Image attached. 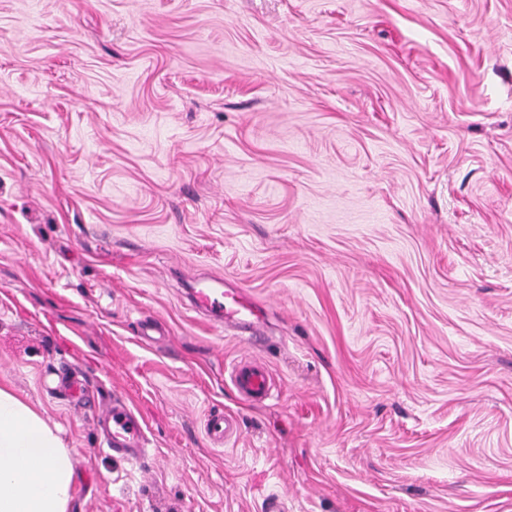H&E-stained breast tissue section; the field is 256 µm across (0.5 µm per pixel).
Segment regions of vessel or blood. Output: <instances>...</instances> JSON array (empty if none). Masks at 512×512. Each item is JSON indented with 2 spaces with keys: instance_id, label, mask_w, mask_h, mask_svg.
Here are the masks:
<instances>
[{
  "instance_id": "b4317fda",
  "label": "vessel or blood",
  "mask_w": 512,
  "mask_h": 512,
  "mask_svg": "<svg viewBox=\"0 0 512 512\" xmlns=\"http://www.w3.org/2000/svg\"><path fill=\"white\" fill-rule=\"evenodd\" d=\"M192 301L215 325L231 324L248 333L255 326V310L242 292H227L220 287L198 288L192 293ZM232 381L239 394L246 399H266L273 391L269 369L258 360L237 364L232 372ZM100 417L108 426L105 439L107 448L127 460L145 458L144 425L122 395H113L111 405L102 410ZM237 429L235 418L228 414L214 413L207 420V433L216 442H227Z\"/></svg>"
}]
</instances>
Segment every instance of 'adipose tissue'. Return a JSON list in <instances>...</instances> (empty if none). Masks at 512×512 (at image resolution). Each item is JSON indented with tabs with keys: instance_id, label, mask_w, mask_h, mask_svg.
I'll list each match as a JSON object with an SVG mask.
<instances>
[{
	"instance_id": "ef3b65f1",
	"label": "adipose tissue",
	"mask_w": 512,
	"mask_h": 512,
	"mask_svg": "<svg viewBox=\"0 0 512 512\" xmlns=\"http://www.w3.org/2000/svg\"><path fill=\"white\" fill-rule=\"evenodd\" d=\"M69 453L27 404L0 389V512H68Z\"/></svg>"
}]
</instances>
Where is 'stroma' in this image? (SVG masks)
<instances>
[{
  "mask_svg": "<svg viewBox=\"0 0 512 512\" xmlns=\"http://www.w3.org/2000/svg\"><path fill=\"white\" fill-rule=\"evenodd\" d=\"M0 387L68 512H512V0H0ZM226 299H228L226 304ZM194 305L206 313L210 320L220 327L225 324L238 326L253 338L256 316L251 301L240 291H224L223 288H198L192 293ZM232 381L239 394L246 399H266L274 389L270 372L258 360L241 361L232 372ZM100 419L108 425L105 445L112 453L131 461L145 458L147 448L143 422L121 394L112 396V404L102 410ZM237 429V421L228 414L214 413L207 420V433L209 437L221 444L231 439L237 433Z\"/></svg>",
  "mask_w": 512,
  "mask_h": 512,
  "instance_id": "1",
  "label": "stroma"
}]
</instances>
